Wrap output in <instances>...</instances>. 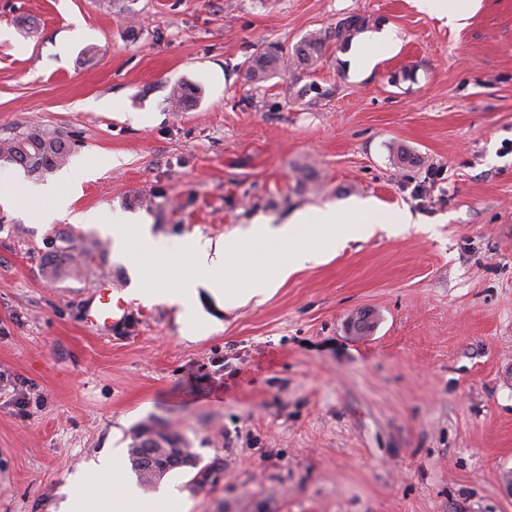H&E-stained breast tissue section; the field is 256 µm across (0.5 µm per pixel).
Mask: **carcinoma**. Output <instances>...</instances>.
Masks as SVG:
<instances>
[{
    "label": "carcinoma",
    "instance_id": "cac0c4a2",
    "mask_svg": "<svg viewBox=\"0 0 512 512\" xmlns=\"http://www.w3.org/2000/svg\"><path fill=\"white\" fill-rule=\"evenodd\" d=\"M371 20L365 16L350 15L340 19L329 31H313L304 36L292 49L286 51L278 43H270L247 62L245 77L255 88L263 87L269 80L288 72V65L310 69L323 57L327 42L336 39L337 47L345 48L353 38L368 29ZM70 156V144L62 137L44 132L37 127H27L0 141V163L18 165L29 173L45 174L63 167ZM398 169L416 168L421 159L407 149H398L392 156ZM46 272L61 278L70 275V256L61 249L52 256ZM131 468L144 484H153L174 469L196 467L197 458L189 448L162 438L146 443L136 440L129 448Z\"/></svg>",
    "mask_w": 512,
    "mask_h": 512
}]
</instances>
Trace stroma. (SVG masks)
<instances>
[{
  "mask_svg": "<svg viewBox=\"0 0 512 512\" xmlns=\"http://www.w3.org/2000/svg\"><path fill=\"white\" fill-rule=\"evenodd\" d=\"M353 14L376 27L247 82L267 44ZM178 83L196 90L182 109ZM30 125L69 141L71 176L95 170L73 211L150 225L140 248L170 282L183 237L259 216L373 199L413 223L261 304L200 291L199 335L164 303L91 334L83 299L106 275L128 291L134 267L111 237L0 202V512H93L104 488L73 479L148 429L195 453L176 472L190 512H512V0L454 27L416 0H0V139ZM401 147L419 167L393 168ZM64 233L80 272L54 279Z\"/></svg>",
  "mask_w": 512,
  "mask_h": 512,
  "instance_id": "1",
  "label": "stroma"
}]
</instances>
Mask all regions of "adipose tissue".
I'll return each instance as SVG.
<instances>
[{
    "label": "adipose tissue",
    "instance_id": "obj_1",
    "mask_svg": "<svg viewBox=\"0 0 512 512\" xmlns=\"http://www.w3.org/2000/svg\"><path fill=\"white\" fill-rule=\"evenodd\" d=\"M76 193V187L69 185L62 189L52 186L34 190L35 212L39 221L51 224L67 216L74 224L113 236L118 254L142 268L138 284L130 292L131 297L144 302L162 301L186 310L197 300L198 291L202 288L221 299L227 309L255 297L267 298L291 274L319 263L324 257L325 244L338 246L354 238L370 237L374 235L376 225L389 221L383 208L374 200L367 199L360 201L350 212L336 210L335 206L328 204L311 212H297L289 221L276 226L261 218L221 243L215 244L210 239L192 234L183 238L181 246L190 256L193 267L178 286L170 287L157 282L149 270L144 269V255L136 248L138 241L149 237L148 225L140 224L133 231L125 232L118 230L104 212L94 209L73 212L71 206ZM301 233L306 236V246L293 247L294 238ZM271 249L276 250V258L253 274L248 290L225 285L224 272L228 267L245 268L249 256ZM88 485L112 488L111 495L99 499L96 512H187L185 497L170 489L145 494L132 486L126 478L122 460L116 455L84 471L75 481L79 490Z\"/></svg>",
    "mask_w": 512,
    "mask_h": 512
}]
</instances>
